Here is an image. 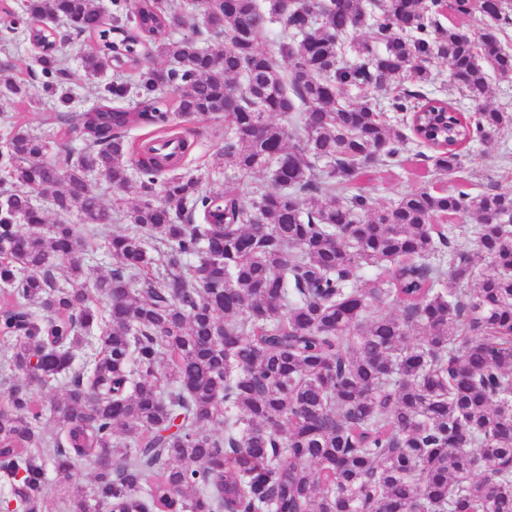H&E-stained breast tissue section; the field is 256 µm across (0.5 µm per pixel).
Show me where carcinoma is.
<instances>
[{"label": "carcinoma", "mask_w": 512, "mask_h": 512, "mask_svg": "<svg viewBox=\"0 0 512 512\" xmlns=\"http://www.w3.org/2000/svg\"><path fill=\"white\" fill-rule=\"evenodd\" d=\"M112 6L109 20L93 0L0 4L3 25L31 42L49 43L38 23L58 17L77 38L99 34L86 71L134 72L76 113L66 57L40 54L54 134L19 129L0 146L3 509L45 512L52 470L64 512H512V193L424 187L379 206L357 187L403 167L412 140L446 176L464 150L494 144L509 115L485 100L491 81L512 83L500 39L512 5L317 0L306 17L285 0H191L210 21L206 48L172 40L156 0ZM443 8L489 23L445 26ZM266 22L281 25L275 56L257 45ZM365 27L370 39L354 37ZM438 60L475 111L425 91ZM21 73L3 50L4 89L24 98ZM397 78L410 86L382 101ZM352 89L357 101L341 103ZM129 97L132 108L112 106ZM294 111L290 128L271 121ZM197 116L224 122V168L266 172L272 186L247 200L203 194L200 178L174 173L186 136L165 140L175 152L127 140ZM76 129L77 153L64 142ZM97 173L139 202L107 208ZM57 186L58 215L128 224L91 284L75 225L33 208L30 192ZM457 215L475 224L436 223ZM386 303L402 314H382ZM52 382L65 392L47 409L33 388ZM101 457L112 468L76 485V468Z\"/></svg>", "instance_id": "cac0c4a2"}]
</instances>
